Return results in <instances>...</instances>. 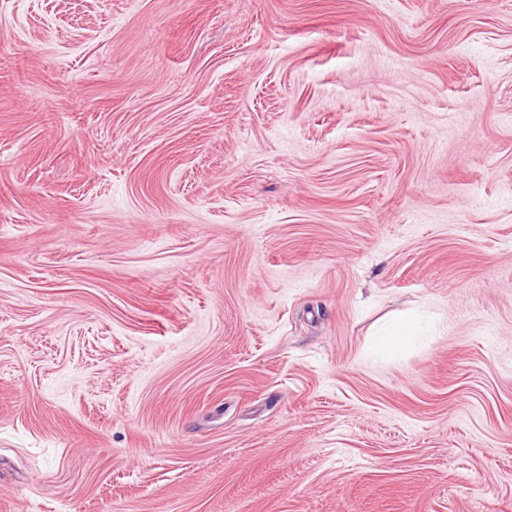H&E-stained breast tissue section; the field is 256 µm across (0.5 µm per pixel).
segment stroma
Wrapping results in <instances>:
<instances>
[{
    "label": "stroma",
    "instance_id": "35a3bbf8",
    "mask_svg": "<svg viewBox=\"0 0 512 512\" xmlns=\"http://www.w3.org/2000/svg\"><path fill=\"white\" fill-rule=\"evenodd\" d=\"M0 512H512V0H0Z\"/></svg>",
    "mask_w": 512,
    "mask_h": 512
}]
</instances>
